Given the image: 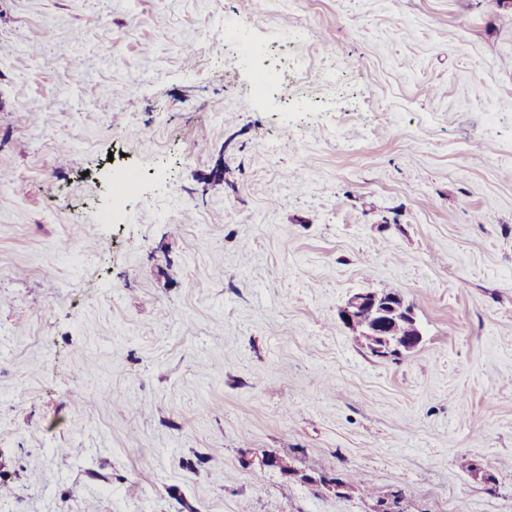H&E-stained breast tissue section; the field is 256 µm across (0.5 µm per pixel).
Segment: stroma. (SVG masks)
<instances>
[{
	"mask_svg": "<svg viewBox=\"0 0 512 512\" xmlns=\"http://www.w3.org/2000/svg\"><path fill=\"white\" fill-rule=\"evenodd\" d=\"M383 288L395 359L339 319ZM395 488L512 512V0H0V512Z\"/></svg>",
	"mask_w": 512,
	"mask_h": 512,
	"instance_id": "obj_1",
	"label": "stroma"
}]
</instances>
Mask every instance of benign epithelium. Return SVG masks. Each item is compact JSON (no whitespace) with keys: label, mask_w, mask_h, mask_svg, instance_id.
Listing matches in <instances>:
<instances>
[{"label":"benign epithelium","mask_w":512,"mask_h":512,"mask_svg":"<svg viewBox=\"0 0 512 512\" xmlns=\"http://www.w3.org/2000/svg\"><path fill=\"white\" fill-rule=\"evenodd\" d=\"M340 318L380 358H389V351L393 349L399 353L411 352L421 342L418 330L405 338L389 335V322L392 319L406 318L412 324H417L414 307L403 296L383 302L372 291L355 293L341 309Z\"/></svg>","instance_id":"7a95c632"}]
</instances>
